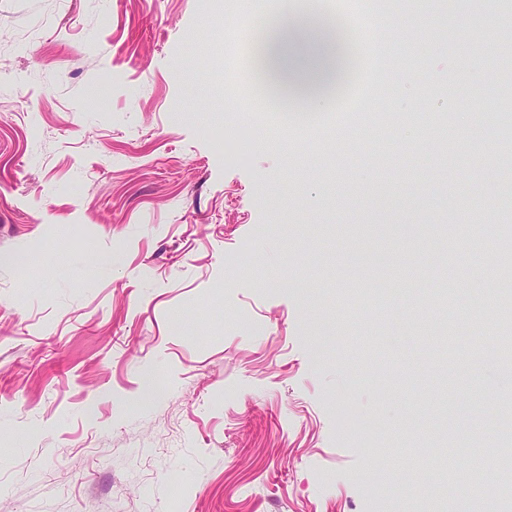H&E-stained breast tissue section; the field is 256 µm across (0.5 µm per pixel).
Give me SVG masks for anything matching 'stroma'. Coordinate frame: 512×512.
Segmentation results:
<instances>
[{
  "mask_svg": "<svg viewBox=\"0 0 512 512\" xmlns=\"http://www.w3.org/2000/svg\"><path fill=\"white\" fill-rule=\"evenodd\" d=\"M233 15L0 0V512H436L437 449L504 424L494 366L439 415L415 326L448 286L485 300L458 361L512 331V0H399L338 104L373 72L396 95L293 140ZM459 112L448 154L424 131ZM372 124L394 139L336 134Z\"/></svg>",
  "mask_w": 512,
  "mask_h": 512,
  "instance_id": "35a3bbf8",
  "label": "stroma"
}]
</instances>
